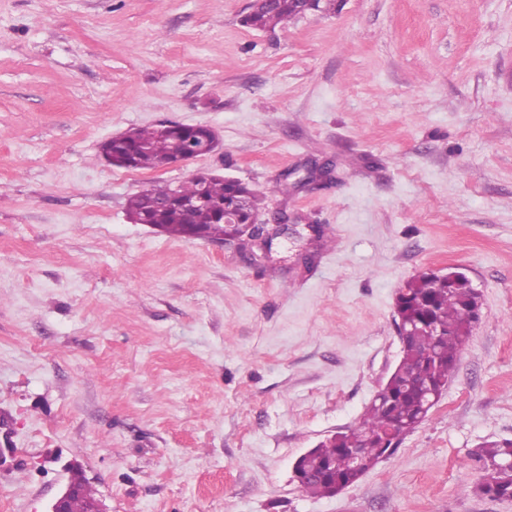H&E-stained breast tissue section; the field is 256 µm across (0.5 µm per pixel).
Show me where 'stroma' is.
Listing matches in <instances>:
<instances>
[{"instance_id":"1","label":"stroma","mask_w":512,"mask_h":512,"mask_svg":"<svg viewBox=\"0 0 512 512\" xmlns=\"http://www.w3.org/2000/svg\"><path fill=\"white\" fill-rule=\"evenodd\" d=\"M252 2L0 0V512H47L74 465L108 512H512L472 456L512 439V0H336L272 30ZM161 122L220 146L105 162ZM199 170L323 236L130 222ZM451 265L484 317L440 401L356 484L303 493L295 460L401 358L397 291Z\"/></svg>"}]
</instances>
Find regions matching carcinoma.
<instances>
[{
    "label": "carcinoma",
    "instance_id": "cac0c4a2",
    "mask_svg": "<svg viewBox=\"0 0 512 512\" xmlns=\"http://www.w3.org/2000/svg\"><path fill=\"white\" fill-rule=\"evenodd\" d=\"M300 15L294 0H275L269 7L255 3L243 18V24L259 30L274 29L288 24ZM194 134L180 129L177 123H162L153 127L128 130L127 140L107 141L102 153L109 165L130 170H157L171 164L186 151ZM198 182L190 179L177 186L158 183L130 196L126 212L136 224H154L170 237L199 239L235 238L242 233L238 224L224 223V207L234 200L254 197L242 182L230 184L222 177L209 179L205 200L192 209H185L177 198L193 196ZM164 200L168 206L152 209L148 200ZM399 314L404 323L424 326L426 330L410 337L402 348L401 367L418 380L435 387L445 386L457 368L462 348L476 325L474 291L465 282L450 283L448 279L426 273L404 284ZM421 394L404 392L394 383L382 401L372 400L360 421L336 438H328L306 457L303 466L314 477L302 482L301 491L315 497H331L335 488L356 483L381 460L385 449L400 445L388 439L396 428L405 436L419 426L422 412ZM359 449V467H354L346 448ZM476 459L483 472L475 491L493 499H512V474L502 466L512 460V440L492 442L479 449ZM95 492L82 482L79 497L71 504V512H86Z\"/></svg>",
    "mask_w": 512,
    "mask_h": 512
}]
</instances>
